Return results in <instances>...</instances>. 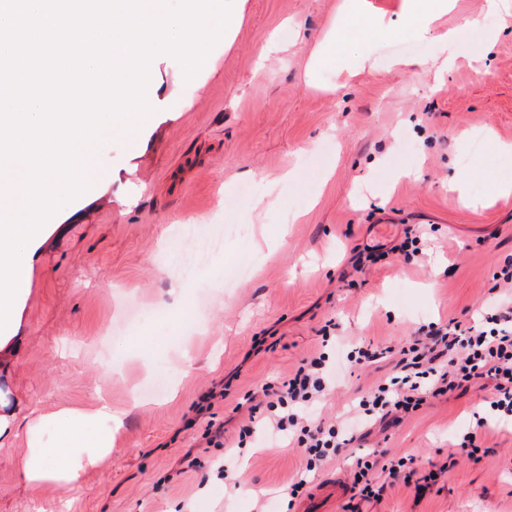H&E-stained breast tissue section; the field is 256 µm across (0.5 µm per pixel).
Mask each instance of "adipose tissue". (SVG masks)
<instances>
[{
	"label": "adipose tissue",
	"instance_id": "ef3b65f1",
	"mask_svg": "<svg viewBox=\"0 0 512 512\" xmlns=\"http://www.w3.org/2000/svg\"><path fill=\"white\" fill-rule=\"evenodd\" d=\"M450 0H401L397 20L368 10L364 0H347L338 20L315 51L313 69L335 65L349 46H357L370 62V40L405 33L423 34L448 10ZM118 418L107 400L88 410L63 409L32 418L26 428L27 448L18 462L31 490L47 484L76 482L90 469L107 470L112 462V426Z\"/></svg>",
	"mask_w": 512,
	"mask_h": 512
}]
</instances>
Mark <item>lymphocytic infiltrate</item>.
<instances>
[{
    "label": "lymphocytic infiltrate",
    "instance_id": "lymphocytic-infiltrate-1",
    "mask_svg": "<svg viewBox=\"0 0 512 512\" xmlns=\"http://www.w3.org/2000/svg\"><path fill=\"white\" fill-rule=\"evenodd\" d=\"M493 328L473 326L449 332L429 323L426 331L401 348L399 369L375 384L353 405L342 423L325 422L316 411L336 379V365L324 351L303 359L279 385H264L266 430L289 439L308 453L306 468L315 470L358 440L375 419L401 420L436 398L474 379L494 380L491 408L512 418V307L493 314Z\"/></svg>",
    "mask_w": 512,
    "mask_h": 512
}]
</instances>
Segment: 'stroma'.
Masks as SVG:
<instances>
[{
	"instance_id": "obj_1",
	"label": "stroma",
	"mask_w": 512,
	"mask_h": 512,
	"mask_svg": "<svg viewBox=\"0 0 512 512\" xmlns=\"http://www.w3.org/2000/svg\"><path fill=\"white\" fill-rule=\"evenodd\" d=\"M338 3L245 0L233 47L216 46L217 68L190 78L174 56L153 57L152 124L96 151L103 182L51 217L35 252L24 347L0 375V411L13 416L0 437V512H342L365 457L385 490L360 512H512V426L493 420L487 378L399 423H370L316 473L287 441L235 445L243 398L319 349L336 359L319 413L339 418L396 372V356L355 366L350 348L396 347L429 322L466 326L512 302L497 280L512 263V196L488 199L498 159L471 150L477 131L512 143V31L485 0H457L428 34L376 39L372 69L350 52L306 84ZM481 11L499 33L492 77L475 75L466 48L442 78L423 70L447 55L442 33ZM400 168L410 177L393 180ZM286 170L295 181L278 182ZM459 175L471 205L448 188ZM189 218L201 242L185 279L178 229ZM411 226L422 254L358 265L365 246ZM105 366L122 379L101 385ZM211 392L212 413L198 414ZM101 394L122 415L110 469L30 491L17 470L30 418ZM479 414V448L460 451ZM211 423L225 447L208 445ZM402 457L415 471L408 484L388 474ZM303 474L308 495L290 499Z\"/></svg>"
}]
</instances>
